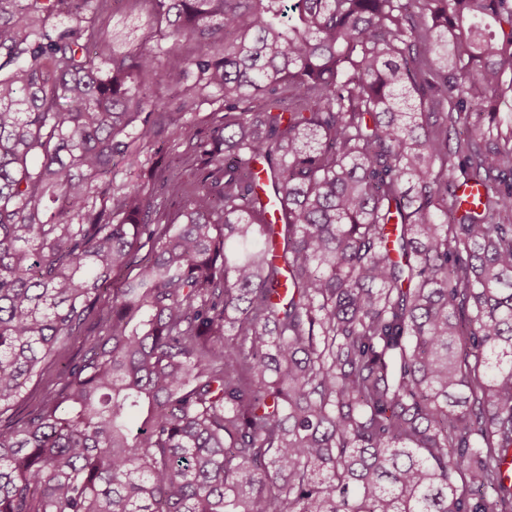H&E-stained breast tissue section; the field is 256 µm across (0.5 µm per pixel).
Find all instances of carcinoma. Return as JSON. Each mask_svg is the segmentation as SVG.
Instances as JSON below:
<instances>
[{
    "label": "carcinoma",
    "mask_w": 512,
    "mask_h": 512,
    "mask_svg": "<svg viewBox=\"0 0 512 512\" xmlns=\"http://www.w3.org/2000/svg\"><path fill=\"white\" fill-rule=\"evenodd\" d=\"M142 2L0 0V512H512V0ZM145 6L135 2L120 1L113 5L109 15L100 19V24L112 34V29L122 32H131V46L146 43L147 46L155 45L158 37H153L143 26ZM140 26L139 28H136ZM133 32V33H132ZM222 107H224V97H219L213 101H207V103L201 106L199 112L187 114L181 119V122L185 123L191 132H205L207 129L206 120L209 113ZM180 142H169V143H161L154 145L148 149L143 151L144 158L151 156V161L161 160L163 162H168L173 157L184 159V152L186 149V144H180ZM97 333L96 320H92L86 326L82 335L61 351L59 363H53L46 367L41 377L34 379L27 385L23 401L19 403L16 409L1 415L2 420L8 422L27 414L36 407L46 392L60 389L63 383L60 375L61 363L77 362L84 350L93 342Z\"/></svg>",
    "instance_id": "1"
}]
</instances>
